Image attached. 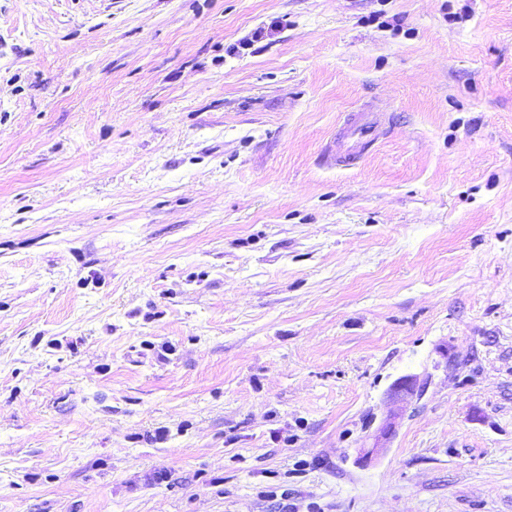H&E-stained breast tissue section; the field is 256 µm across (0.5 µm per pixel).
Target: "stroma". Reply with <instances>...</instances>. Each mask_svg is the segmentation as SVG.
<instances>
[{
  "label": "stroma",
  "mask_w": 512,
  "mask_h": 512,
  "mask_svg": "<svg viewBox=\"0 0 512 512\" xmlns=\"http://www.w3.org/2000/svg\"><path fill=\"white\" fill-rule=\"evenodd\" d=\"M0 512H512V0H0ZM381 117L374 112H357L347 118L336 135L331 150V159L336 166L354 164L371 143L378 141L385 134Z\"/></svg>",
  "instance_id": "35a3bbf8"
}]
</instances>
